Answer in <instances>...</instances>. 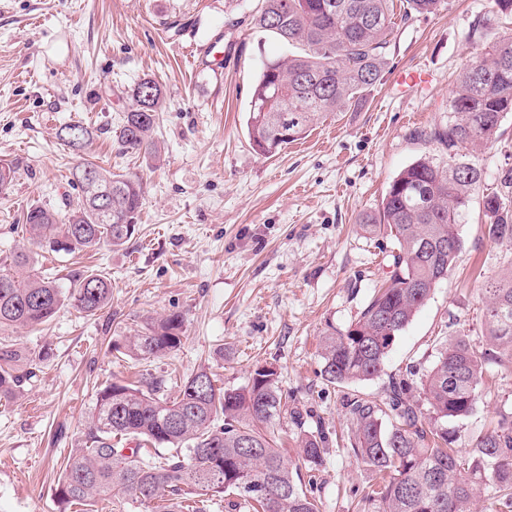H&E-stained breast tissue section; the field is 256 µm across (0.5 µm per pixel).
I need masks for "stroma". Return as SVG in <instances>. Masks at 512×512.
Instances as JSON below:
<instances>
[{
    "mask_svg": "<svg viewBox=\"0 0 512 512\" xmlns=\"http://www.w3.org/2000/svg\"><path fill=\"white\" fill-rule=\"evenodd\" d=\"M487 12L488 0H445L435 13L398 23L384 77L361 108L263 157L249 144L246 115L260 57L282 48L254 32L239 0H0V160L17 167L0 192V268L23 245L35 272L52 273L61 287L88 268L112 280V300L97 315L67 305L41 329L0 330V342L52 348L0 404V512H59L60 467L81 444L106 384L162 375L174 397L197 371L233 389L259 365L277 369L302 415L284 447L295 450L302 430L328 438L313 477L323 512H358L353 492L372 474L343 447L348 398L380 401L396 381H420L453 337L485 347L476 333L478 277L512 264V243L486 236L481 200L473 198L455 267L397 337L383 372L348 386L324 379V334L346 328L392 270V239L366 235L360 218L403 168L436 154L419 133L444 118L455 75L475 59L469 36ZM217 33L221 75L191 70L185 47ZM414 66L430 83L399 93L396 74ZM146 76L166 97L155 158L122 154L110 134L130 107L128 89ZM75 122L94 132L85 158L143 182L138 230L124 247L65 255L22 238L30 206L64 211L81 194L70 175L76 157L57 137ZM172 312L184 318L178 349L155 360L118 352L145 318ZM502 411L512 412V368L492 363L459 428V448Z\"/></svg>",
    "mask_w": 512,
    "mask_h": 512,
    "instance_id": "35a3bbf8",
    "label": "stroma"
}]
</instances>
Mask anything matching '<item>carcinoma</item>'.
Returning a JSON list of instances; mask_svg holds the SVG:
<instances>
[{
  "instance_id": "1",
  "label": "carcinoma",
  "mask_w": 512,
  "mask_h": 512,
  "mask_svg": "<svg viewBox=\"0 0 512 512\" xmlns=\"http://www.w3.org/2000/svg\"><path fill=\"white\" fill-rule=\"evenodd\" d=\"M254 29L275 37L288 52L262 58L251 90L246 121L252 149L274 156L305 137L329 116L362 105L364 93L382 78L396 26L394 0H259ZM401 20L437 11L443 0H405ZM481 24L476 59L455 79L448 116L419 137L442 155L425 156L405 167L389 184L378 209L360 224L386 231L397 242L391 275L344 330L325 335L323 375L332 384L370 380L384 368L396 337L448 278L463 248L459 224L484 175L479 155L499 137L512 115V36L490 37ZM130 108L114 130L127 153H157L153 139L166 100L162 88L145 77L129 92ZM93 131L81 123L60 128L59 139L79 153ZM82 197L61 215L30 207L29 239L55 253L75 254L103 243L121 247L136 232L144 202L141 180L112 173L86 159L71 169ZM482 193V192H480ZM485 233L512 243V169L482 193ZM14 271L0 272V328L35 329L48 324L69 303L88 316L112 299L111 280L93 270L75 274L63 288L33 272L30 255L14 253ZM479 350L469 339L450 340L418 394L402 380L385 401L361 397L347 402L352 419L348 452L375 474L359 512H475L482 493L497 512H512V413L473 438L471 448L451 447L454 423L472 415L480 398L486 365H512V266L483 288ZM184 319L171 313L152 319L126 343L127 355L160 359L181 343ZM34 359L0 342V400L15 396L32 372L21 364ZM298 422L279 389L277 371L254 370L248 386L222 389L211 373L187 377L175 398L167 381L149 375L139 384L111 382L97 395L85 420L82 447L65 458L55 495L67 512L73 505L93 512L99 500L121 492L145 512H205L202 497L230 493L248 512H322L298 470L317 471L327 454L322 432L296 438L302 464L278 446L281 420ZM123 440L144 446L126 450Z\"/></svg>"
}]
</instances>
